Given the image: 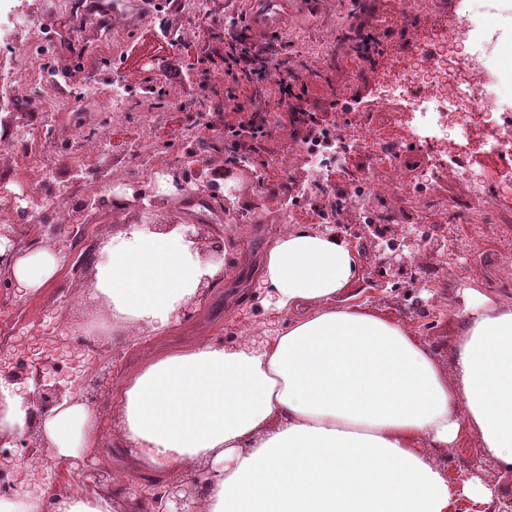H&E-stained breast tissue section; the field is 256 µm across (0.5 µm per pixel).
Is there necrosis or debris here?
<instances>
[{
	"instance_id": "necrosis-or-debris-1",
	"label": "necrosis or debris",
	"mask_w": 512,
	"mask_h": 512,
	"mask_svg": "<svg viewBox=\"0 0 512 512\" xmlns=\"http://www.w3.org/2000/svg\"><path fill=\"white\" fill-rule=\"evenodd\" d=\"M482 2L470 0L459 26L434 12L430 0H403L404 13L428 15L432 57L418 47L392 63L354 128L335 125L302 143V190L259 210L257 223L288 226L304 202L330 198L334 207L320 213L321 223H335L337 211L346 209L357 224H393L398 212L389 200L402 195L411 223L431 212L444 224L448 205L440 190L456 175L468 184L460 205L472 224L482 226L489 209L511 212L512 48L486 35ZM131 152L139 176L163 195L183 187L198 161L188 148L172 157L147 139L134 142ZM354 155L368 157L369 166L353 170ZM491 167L500 172L493 185L486 178Z\"/></svg>"
}]
</instances>
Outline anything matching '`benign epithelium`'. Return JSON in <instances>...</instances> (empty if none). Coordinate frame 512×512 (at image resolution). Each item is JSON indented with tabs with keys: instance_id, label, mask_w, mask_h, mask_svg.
Masks as SVG:
<instances>
[{
	"instance_id": "obj_1",
	"label": "benign epithelium",
	"mask_w": 512,
	"mask_h": 512,
	"mask_svg": "<svg viewBox=\"0 0 512 512\" xmlns=\"http://www.w3.org/2000/svg\"><path fill=\"white\" fill-rule=\"evenodd\" d=\"M186 235L203 255H224V244L210 238L207 225L196 224L194 229L186 231ZM2 237L7 238L11 246L0 253V288L14 296L16 289L10 268L20 247L15 225L0 224ZM97 366L95 355L80 345L61 341L46 332L39 336L26 335L13 341L9 348L0 350V384H20L25 391L28 380H33L34 391L28 393V398L42 411L60 402L68 391L80 394L91 405L95 395L89 389V377ZM19 463L17 453L0 448V476L10 477L8 487L21 493L42 488L48 483L54 488L64 472L69 473L70 482L78 479L84 484L89 479L98 487L111 485V475L107 472H95L82 465L75 467L71 459L59 460L46 454L40 472L22 486L19 484L20 470L17 469ZM204 485V474L199 473L162 488L140 489L137 495L154 506L165 503L159 512H197L195 501L201 499Z\"/></svg>"
}]
</instances>
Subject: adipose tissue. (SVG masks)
Segmentation results:
<instances>
[{
    "label": "adipose tissue",
    "mask_w": 512,
    "mask_h": 512,
    "mask_svg": "<svg viewBox=\"0 0 512 512\" xmlns=\"http://www.w3.org/2000/svg\"><path fill=\"white\" fill-rule=\"evenodd\" d=\"M62 260L37 249L18 255L11 274L32 294ZM357 268L336 234L293 226L278 235L257 277L271 329L147 354L120 386L118 444L161 472L207 466L203 512H450L458 493L488 501L478 482L454 490L428 451L474 430L487 456L512 467V309L471 306L448 374L404 324L337 305ZM217 273L183 226L129 224L102 245L91 291L113 333L156 335ZM31 411L0 385L1 446L32 431L71 459L99 442L98 417L79 395ZM119 509L107 487L54 503V512Z\"/></svg>",
    "instance_id": "obj_1"
}]
</instances>
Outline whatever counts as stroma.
I'll list each match as a JSON object with an SVG mask.
<instances>
[{
	"label": "stroma",
	"instance_id": "obj_1",
	"mask_svg": "<svg viewBox=\"0 0 512 512\" xmlns=\"http://www.w3.org/2000/svg\"><path fill=\"white\" fill-rule=\"evenodd\" d=\"M61 0H11L13 10L38 17L37 32L16 29L13 39L32 45L43 64L57 74V79L32 92L17 88L14 72L21 66L18 58L0 55V175L36 184L44 197L67 192L73 206L95 199L96 212L82 215L78 225L89 233L85 241L69 235L61 241L64 262L47 286L39 292L16 300L0 294V336H20L44 314L61 312L68 321L72 339L88 333L101 336L99 358L105 373L99 376L96 390L100 398L95 410L101 438L88 454L89 464L118 474L114 495L132 498L138 486L170 483V476L142 469L124 474L126 451L114 439L112 406L119 397L121 381L130 375L150 352L177 348L211 337L224 344L240 336L260 332L269 319L256 303L251 289L240 286L244 274L255 269L278 231L273 224L251 223L249 205L262 198L269 207L280 205L282 175H299L297 156H283L292 141L291 127L273 128L260 149H252L249 138H242L237 152H230L223 141L206 142L201 148V178H210L219 169L229 175L239 191L243 205L241 225L230 230L224 222L221 196L198 197L195 182H188L182 197L164 198L154 193L150 184L133 181L135 164L127 153L130 142L145 137L163 151L174 153L187 141L199 122L200 110L214 113L218 125L238 124L247 106L246 91H239L238 106H224V20L235 18L240 25L250 22L252 0H209L210 17L195 18L189 0H177L175 11H158L146 0H135L138 20L127 21L113 29L111 20L94 25L84 18L67 19ZM402 0H288V14L278 35L288 44V66L305 74L308 92L304 108L327 113L338 124L353 123L357 112L378 95L374 83L378 71L386 68L394 55H407L419 28L427 16H408ZM388 21L391 35L383 39L374 65L363 64L351 50L359 24L378 26ZM340 37L336 48L324 52L327 34ZM183 37L195 41L199 53L192 58L179 56L176 50L162 48L163 39ZM96 94L88 102L90 119L74 124L63 118L58 133L47 136L37 98L64 95L71 97L88 85ZM124 87L134 100L162 97L167 106L153 117L132 110L114 118L112 92ZM104 138L107 146L92 154L84 170H77L73 144L79 139ZM44 154L49 162L34 165L32 158ZM268 174L265 186H257L254 172ZM119 181L125 185L123 202H115L108 187ZM482 234H475L467 217H456L447 228L431 225L420 234L412 224H390L386 230L396 240L419 238L420 247L405 250L403 263H386L369 241L350 239L358 259L356 278L340 296L344 306H361L406 325L428 345L443 369H450V353L460 340L466 309L475 296L489 298L492 305L512 308V223H503L500 215L487 214ZM121 224H205L211 237L224 244V274L210 283L204 298L195 304L190 320L179 322L160 336L138 340L109 336L111 318L98 314V304L87 284L95 268L87 262L97 255L103 240ZM466 244L464 252L448 254L446 241ZM438 273L439 287L421 285L424 274ZM433 464L446 475L466 472L469 480L488 484L492 499L485 512H498L512 500V470L505 469L484 455L480 437L466 432L459 447L434 449Z\"/></svg>",
	"mask_w": 512,
	"mask_h": 512
}]
</instances>
